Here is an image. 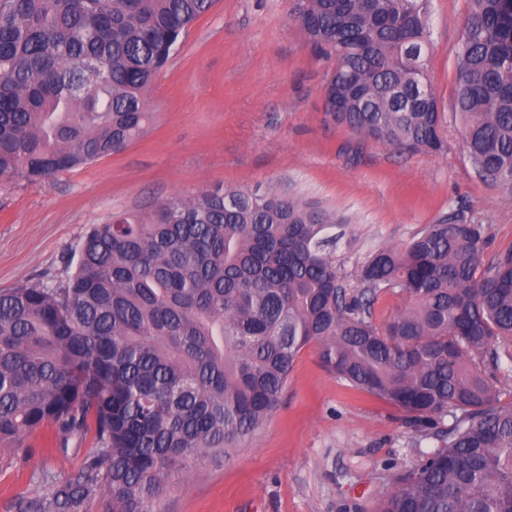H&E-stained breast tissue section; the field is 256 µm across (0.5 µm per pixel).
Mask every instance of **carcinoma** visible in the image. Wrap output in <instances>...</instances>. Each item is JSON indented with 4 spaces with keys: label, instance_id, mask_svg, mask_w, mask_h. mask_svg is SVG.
Here are the masks:
<instances>
[{
    "label": "carcinoma",
    "instance_id": "carcinoma-1",
    "mask_svg": "<svg viewBox=\"0 0 512 512\" xmlns=\"http://www.w3.org/2000/svg\"><path fill=\"white\" fill-rule=\"evenodd\" d=\"M216 0H0V177L47 179L149 130L146 92ZM455 73L480 176L512 189V0H470ZM430 0H294L335 61L336 123L412 151L444 147L428 75ZM333 216L269 190L174 196L92 226L54 285L0 290V448L37 430L82 466L18 512H157L186 461L225 454L278 405L300 352L411 423L451 415L444 447L398 474L378 512H512V402L481 367L512 343V247L485 258L457 215L384 248L347 287ZM404 308L383 324L380 296Z\"/></svg>",
    "mask_w": 512,
    "mask_h": 512
}]
</instances>
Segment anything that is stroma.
Here are the masks:
<instances>
[{
    "instance_id": "stroma-1",
    "label": "stroma",
    "mask_w": 512,
    "mask_h": 512,
    "mask_svg": "<svg viewBox=\"0 0 512 512\" xmlns=\"http://www.w3.org/2000/svg\"><path fill=\"white\" fill-rule=\"evenodd\" d=\"M469 0H431L427 67L446 116V149L409 152L364 139L325 110L333 60L289 20L292 0H217L153 82L157 119L124 151L49 182L0 179V289L53 283L91 225L151 213L176 195L274 190L334 216L332 255L347 283L377 250L403 247L456 213L482 225L490 251L512 247V191L472 168L456 94L458 41ZM0 448V512L46 493V476L78 469L89 442L67 451L28 439ZM404 413L337 381L315 346L297 357L273 413L229 455L169 476L161 512H377L396 474L435 449Z\"/></svg>"
}]
</instances>
